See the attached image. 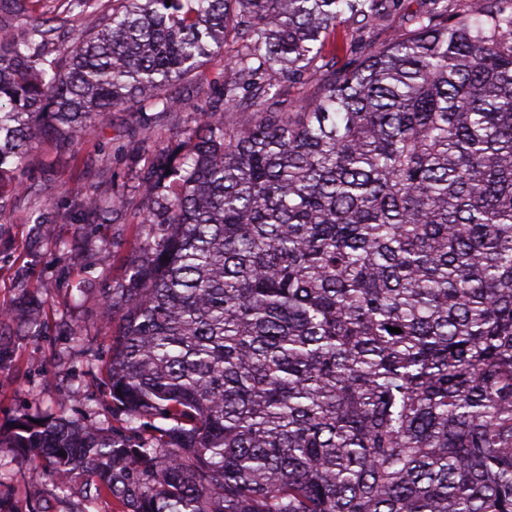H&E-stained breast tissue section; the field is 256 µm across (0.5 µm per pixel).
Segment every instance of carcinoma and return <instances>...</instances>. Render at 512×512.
Instances as JSON below:
<instances>
[{"mask_svg": "<svg viewBox=\"0 0 512 512\" xmlns=\"http://www.w3.org/2000/svg\"><path fill=\"white\" fill-rule=\"evenodd\" d=\"M393 2L112 0L55 55V20L0 16L19 197L32 140L184 108L171 88L233 48L185 153L139 182L97 373L124 423L13 418L0 453L34 481L82 512H512V0H431L336 70L325 41ZM303 74L319 95L281 99Z\"/></svg>", "mask_w": 512, "mask_h": 512, "instance_id": "carcinoma-1", "label": "carcinoma"}]
</instances>
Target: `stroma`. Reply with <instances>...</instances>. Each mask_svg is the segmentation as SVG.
Returning <instances> with one entry per match:
<instances>
[{
	"label": "stroma",
	"instance_id": "35a3bbf8",
	"mask_svg": "<svg viewBox=\"0 0 512 512\" xmlns=\"http://www.w3.org/2000/svg\"><path fill=\"white\" fill-rule=\"evenodd\" d=\"M428 6L429 0H396L389 14L365 32L338 28L324 53L335 60L337 69L354 67L370 46L404 33L408 18ZM26 13L67 16L68 24L55 41L59 48L97 23L96 7L71 11L66 0H28ZM223 67V57H215L198 79L173 87V95L190 99L189 110L144 114L134 104L111 113L98 134L73 145L35 142L23 180L39 196L54 200L48 223L30 222V201L7 189L0 191V307L21 317L37 309L42 323L36 336L18 335L12 323L0 327V337L8 343V356L0 361V426L16 415L50 413L61 404L70 418L83 421L102 400L93 373L111 343L103 302L123 283L138 254V229L131 222L145 206L138 175L156 151L186 147L197 113L207 110L212 100L211 82ZM143 119L155 129L152 152L134 146L132 131ZM95 191L115 193L120 220L91 223L80 214L78 203ZM76 329L94 336V346L74 342ZM51 490L47 481L34 485L29 464L0 454V494L12 496L19 512H28L31 495L46 497Z\"/></svg>",
	"mask_w": 512,
	"mask_h": 512
}]
</instances>
